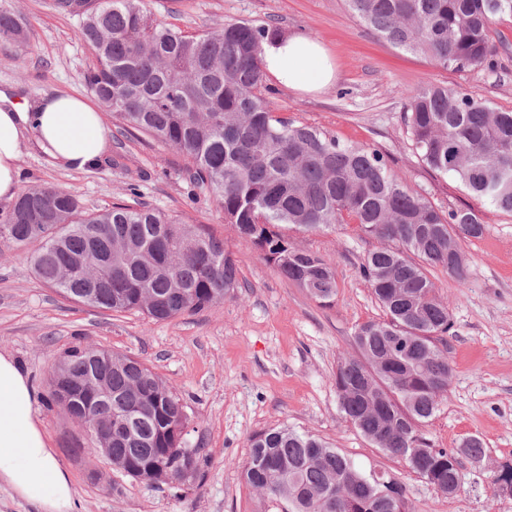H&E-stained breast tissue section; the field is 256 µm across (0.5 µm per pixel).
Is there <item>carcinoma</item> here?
Returning <instances> with one entry per match:
<instances>
[{
    "label": "carcinoma",
    "mask_w": 512,
    "mask_h": 512,
    "mask_svg": "<svg viewBox=\"0 0 512 512\" xmlns=\"http://www.w3.org/2000/svg\"><path fill=\"white\" fill-rule=\"evenodd\" d=\"M347 2L387 42L455 71L495 69L505 40L494 38L492 18L512 15V0ZM56 4L83 16L78 36L95 60L86 80L105 110L181 153L192 195L214 196L224 222L318 304L330 306L336 296L330 262L294 247L279 227L318 232L353 224L399 244L369 252L361 265L385 318L355 329L357 355L336 366L338 406L374 447L438 491L460 484V457L480 463L486 449L477 437L457 451L437 448L422 432L452 372L448 305L428 273L441 268L466 280L461 243L483 235L479 213H445L378 150L276 116L263 95L261 59L276 28L238 20L193 34L154 21L145 0ZM0 37L27 43L22 23L6 12ZM405 122L426 167L512 213V112L476 93L424 85L411 93ZM0 242L33 246L34 273L64 298L115 313L166 320L204 310L238 287L224 242L196 225L145 206L89 212L53 187H29L0 213ZM50 401L94 427L112 470L138 481L146 469L185 467L203 478L199 449L183 452L185 441H177L189 424L185 406L140 360L70 347L55 361ZM242 477L284 500L282 512H411L397 475L368 473L289 428L251 437Z\"/></svg>",
    "instance_id": "carcinoma-1"
}]
</instances>
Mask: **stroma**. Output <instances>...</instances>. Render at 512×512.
Here are the masks:
<instances>
[{
    "mask_svg": "<svg viewBox=\"0 0 512 512\" xmlns=\"http://www.w3.org/2000/svg\"><path fill=\"white\" fill-rule=\"evenodd\" d=\"M53 3L0 0V13L19 17L29 29L24 49L0 38V90L14 93L22 104L58 92L90 93L85 75L93 55L77 36L83 18L58 11ZM146 5L157 21L184 31L248 20L320 41L336 64L334 85L306 94L270 83L272 109L341 142L379 150L393 172L443 211H480L484 235L462 243L466 281L440 269L431 273L451 316L453 373L447 396L423 431L438 448L456 449L478 437L486 458L479 467L463 461L460 488L450 497L375 448L339 411L337 362L354 355L358 325L384 316L361 274L366 255L384 247V240L351 226L289 232L293 246L324 257L335 270V300L320 306L225 223L217 200L191 197L181 155L126 131L108 114L111 145L101 163L83 171L59 170L31 143L19 160L21 188L53 186L78 196L94 212L140 203L202 226L223 240L235 259L239 285L204 311L155 321L67 300L32 271L29 248L0 244V351L22 363L40 393L38 415L72 476L75 512H281V502L244 482L241 466L253 433L282 427L328 442L363 469L395 472L407 486L412 512H512V494L498 492L494 482L497 466L512 462V213L475 198L454 176L426 168L404 121L410 93L424 84L474 92L494 108L512 111V17L494 19L509 43L497 57L496 71H454L392 46L355 17L346 0H146ZM79 344L137 358L163 378L186 407L189 447L205 456L199 484L153 487L89 454L83 426L47 401L56 358ZM78 446L86 447V454L74 455Z\"/></svg>",
    "mask_w": 512,
    "mask_h": 512,
    "instance_id": "stroma-1",
    "label": "stroma"
}]
</instances>
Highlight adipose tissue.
<instances>
[{
    "instance_id": "adipose-tissue-1",
    "label": "adipose tissue",
    "mask_w": 512,
    "mask_h": 512,
    "mask_svg": "<svg viewBox=\"0 0 512 512\" xmlns=\"http://www.w3.org/2000/svg\"><path fill=\"white\" fill-rule=\"evenodd\" d=\"M262 62L278 84L302 93L336 80L324 46L299 34L266 40ZM31 140L50 166L84 170L106 156L110 134L101 112L81 96L62 92L27 107L0 91V202L17 196L18 161ZM39 400L21 363L0 352V482L40 512H74V485L38 418Z\"/></svg>"
}]
</instances>
